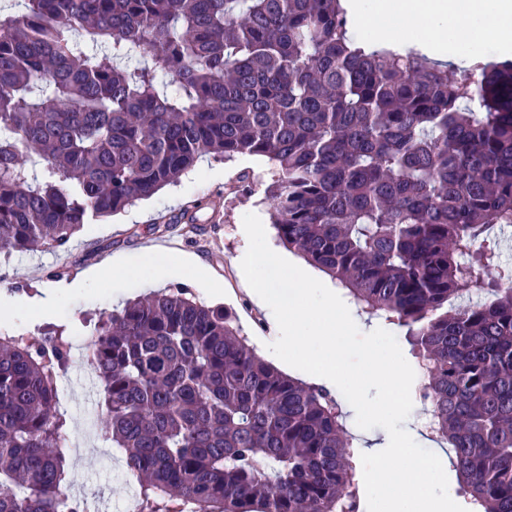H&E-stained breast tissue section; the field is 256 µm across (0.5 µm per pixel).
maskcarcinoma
Returning <instances> with one entry per match:
<instances>
[{
  "mask_svg": "<svg viewBox=\"0 0 512 512\" xmlns=\"http://www.w3.org/2000/svg\"><path fill=\"white\" fill-rule=\"evenodd\" d=\"M204 154L274 166L284 247L406 328L469 512H512V60L454 74L348 39L339 0H25L0 13V253L51 251ZM478 286L486 299H467ZM139 512H363L332 392L185 288L94 322ZM63 333H0V512L65 492Z\"/></svg>",
  "mask_w": 512,
  "mask_h": 512,
  "instance_id": "1",
  "label": "carcinoma"
}]
</instances>
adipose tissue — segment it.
Instances as JSON below:
<instances>
[{"instance_id":"1","label":"adipose tissue","mask_w":512,"mask_h":512,"mask_svg":"<svg viewBox=\"0 0 512 512\" xmlns=\"http://www.w3.org/2000/svg\"><path fill=\"white\" fill-rule=\"evenodd\" d=\"M359 17L371 37V49L400 54L418 51L457 64L473 46L491 40L512 47V0H341ZM410 429L388 436L376 480L373 512H448L444 492H421L427 469L407 441Z\"/></svg>"}]
</instances>
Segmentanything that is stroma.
<instances>
[{"label": "stroma", "instance_id": "35a3bbf8", "mask_svg": "<svg viewBox=\"0 0 512 512\" xmlns=\"http://www.w3.org/2000/svg\"><path fill=\"white\" fill-rule=\"evenodd\" d=\"M245 170L266 178L271 175L270 163L262 158L243 156L224 162L206 156L178 183L113 217L90 219L64 250L0 256V328L23 334L33 344L42 341L48 326L63 327L73 341L90 335L86 320L97 319L126 300L153 294L161 284L144 271L108 275L90 290L78 287V280L111 266L115 256L164 245L181 250L199 265V277L181 281L197 301L231 312L250 341L271 339L274 330L268 316L255 307L246 292L217 297L207 290L211 283L235 282L234 260L247 245L242 235L245 214H256L265 222L272 250L283 249L268 222V202L259 189L250 188L240 177ZM200 202L219 209L218 223H175V216ZM51 290L56 291V299L42 312L28 314L29 300ZM95 377L87 353L75 352L59 383L60 408L68 417L72 480L67 491L88 497L94 512H117L130 486L120 463L121 453L102 440L106 410L97 393L84 389L87 380Z\"/></svg>", "mask_w": 512, "mask_h": 512}]
</instances>
